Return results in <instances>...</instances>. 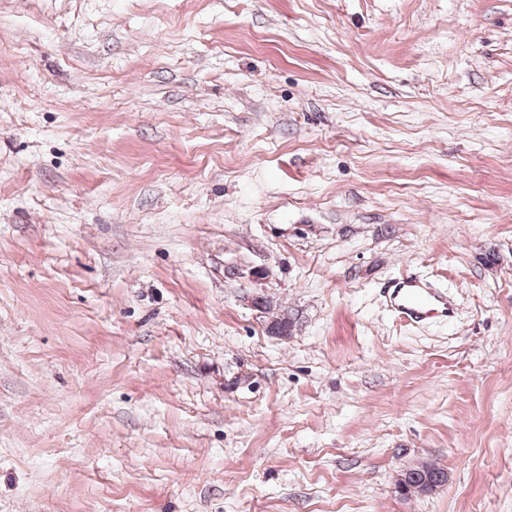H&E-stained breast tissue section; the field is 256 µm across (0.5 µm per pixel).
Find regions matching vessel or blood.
<instances>
[{"label":"vessel or blood","mask_w":512,"mask_h":512,"mask_svg":"<svg viewBox=\"0 0 512 512\" xmlns=\"http://www.w3.org/2000/svg\"><path fill=\"white\" fill-rule=\"evenodd\" d=\"M382 291L398 318L413 324L436 316H450L452 308L437 290L419 278L406 275L384 284Z\"/></svg>","instance_id":"obj_1"}]
</instances>
